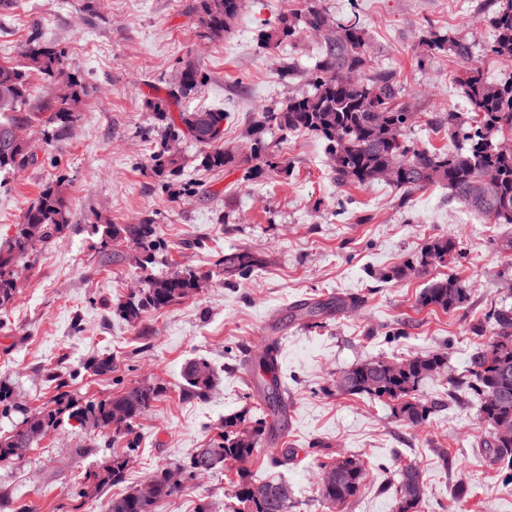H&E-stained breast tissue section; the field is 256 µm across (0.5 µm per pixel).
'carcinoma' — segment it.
I'll use <instances>...</instances> for the list:
<instances>
[{
  "mask_svg": "<svg viewBox=\"0 0 512 512\" xmlns=\"http://www.w3.org/2000/svg\"><path fill=\"white\" fill-rule=\"evenodd\" d=\"M497 9L489 19L494 38L488 51L499 58L512 59V0H496ZM243 10V0H196L193 16L198 36L209 42L221 40ZM303 31L322 39V57L305 75L308 90L288 98L282 104L263 106L254 114L245 130L244 149L224 146L222 111L184 108L182 100L199 91L205 76L188 61L180 67L179 80L166 88V96L148 102V108L161 123V142L151 156L152 166L170 178L171 188L182 176L179 158L165 149L167 137L187 135L202 147L200 165L208 170L244 168L242 180L258 181L271 175L289 173L278 146L271 139L284 140L292 132L310 133L325 143L328 159L342 184L368 186L385 183L407 195L429 186L448 188L450 196L472 210L490 217L496 224H512V151L503 153L499 143L512 140V81L492 82L482 70L469 63L467 44L445 36L427 41V53L419 59L425 64L440 51H449L464 64L461 88L472 106L464 115L450 112L440 119L448 125V138L460 137L463 145L453 148H428L409 136L414 113L399 101L400 89L390 73L364 78L369 59L366 33L357 19L338 20L323 7L322 0H303L295 15H283L276 27L263 30L258 44L277 49L292 42ZM38 75L49 83L50 93L31 111L28 107L29 79ZM350 74L353 80L341 81ZM87 87L71 71L64 48L31 39L23 53V62H0V172L25 168L37 159V151L47 155L60 133L73 130L81 119ZM178 111H173V107ZM49 128L41 147L29 142H13V131L33 121ZM69 224V206L63 179L46 183L37 198L25 209L14 236L0 248V309H5L16 294L15 268L37 246L61 238ZM133 245L149 262L161 249L158 225L146 217L138 224H105L100 249L107 256L118 254L121 244ZM458 254V241L451 235L432 238L419 255L391 271V278L403 274L406 267L427 272L445 265ZM225 279H244L259 268L258 258L246 249L224 254L219 261ZM200 277L191 271H172L162 277H145L139 294L120 304L116 313L134 324L144 314L164 309L194 293ZM469 300L465 285L455 276L434 278L419 294L416 305L445 312L463 307ZM492 333L474 352L466 374L448 380L454 390H464L476 399L487 436L481 447L489 461L501 470H512V438L502 439L498 425L512 423V308L501 307L485 315ZM445 352L410 356L397 361L373 360L356 364L336 379V390L347 395H362L392 403L394 415L411 426L428 422L434 407L422 401L417 392L421 384L445 368ZM183 395L205 399L215 381V371L203 358L188 361L183 369ZM164 393L160 386L138 384L123 392L91 402L72 412L86 427L110 431L112 436L129 438L127 451L114 453L97 472L87 476L80 496H96L110 485L125 482L127 452L136 447V421ZM267 408L256 414L230 415L224 429L208 448H199L179 467L181 480L173 481L168 469L150 477L151 494L144 496L134 487L107 501L106 512H157L159 504L174 496L183 484L204 473L223 470L227 464L240 465L234 481L235 498L243 512H277L281 491L294 496L288 482L259 480L242 464L259 447L267 417L283 414L279 382L268 387L264 398ZM62 409L27 415L10 434L0 437V462H14L33 447L48 428L58 422ZM367 466L363 459L340 456L321 466L319 496L329 505L356 498L364 486ZM396 512H418L424 499L425 484L414 465L403 467L392 483Z\"/></svg>",
  "mask_w": 512,
  "mask_h": 512,
  "instance_id": "cac0c4a2",
  "label": "carcinoma"
}]
</instances>
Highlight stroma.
<instances>
[{
	"label": "stroma",
	"mask_w": 512,
	"mask_h": 512,
	"mask_svg": "<svg viewBox=\"0 0 512 512\" xmlns=\"http://www.w3.org/2000/svg\"><path fill=\"white\" fill-rule=\"evenodd\" d=\"M0 11V61L21 62L35 36L63 46L70 68L88 93L79 126L56 139L53 156L39 157L7 175L0 188V243L15 233L22 211L42 186L64 178L70 224L64 236L18 265L17 292L0 312V381L9 383L14 412L0 414V434L57 397L48 372L66 381L70 399L86 402L145 383L164 396L139 419L133 470L103 497L84 498L86 473L99 470L125 440L63 419L21 463H0V512L25 504L29 512H105L107 498L147 483L159 467L178 466L215 438L225 417L255 408L249 361L276 345L287 388L288 419L261 442L248 465L258 479H284L294 490L288 512H329L316 487L322 463L361 456L369 472L359 496L343 512H394L390 485L401 465L417 464L426 492L418 512H512V473L491 465L479 448L487 429L473 397L449 393L447 377L426 380L421 400L437 411L422 426L395 418L379 401L337 392V375L356 363L398 360L435 351L448 354L450 375L463 373L483 338L477 325L494 307L512 306V224H493L451 200L442 187L409 199L391 186H338L321 141L290 135L280 153L290 172L257 185L240 172L200 166L199 146L182 142L186 190L172 194L151 168L161 129L146 103L168 85L183 62L206 76L187 107L226 112L224 143L239 146L252 112L280 104L304 87L302 76L283 80V59L306 70L320 41L301 33L292 44L266 51L259 30L276 26L298 0H245L223 40L200 39L193 0H19ZM338 19L359 15L369 47V75L393 72L401 100L417 121L419 144L448 145V130L433 118L468 112L456 82L460 61L441 52L418 65L424 39L437 32L470 45L473 64L494 82L512 77V60L486 53L493 32V0H324ZM228 215V223L217 218ZM153 216L165 245L153 273L193 271L200 291L130 324L114 307L142 288L143 271L130 256L106 262L96 225L134 224ZM454 235L453 263L400 279L394 267L419 254L435 236ZM246 248L263 265L228 285L218 261ZM454 275L467 286L468 305L453 312L421 309L416 299L433 278ZM359 296L322 324L295 317L304 302ZM97 357L112 360L104 375L87 371ZM207 358L216 386L204 400L184 397L182 370ZM290 448L294 461L271 467L268 456ZM446 454L449 468L438 456ZM232 488L225 474L184 484L158 512H226Z\"/></svg>",
	"instance_id": "35a3bbf8"
}]
</instances>
